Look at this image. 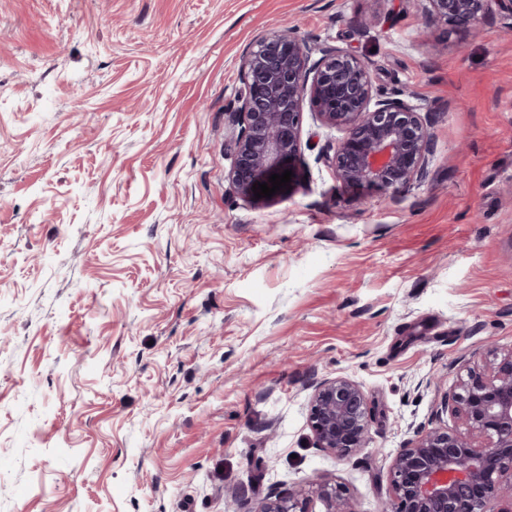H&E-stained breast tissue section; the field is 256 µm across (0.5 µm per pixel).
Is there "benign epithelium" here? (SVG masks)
Here are the masks:
<instances>
[{
	"mask_svg": "<svg viewBox=\"0 0 512 512\" xmlns=\"http://www.w3.org/2000/svg\"><path fill=\"white\" fill-rule=\"evenodd\" d=\"M424 23L472 27L512 0H419ZM238 126L228 180L253 199V184L292 169L301 149L303 108L343 133L326 155L336 180L362 192L395 195L425 177L432 123L422 108L375 89L368 62L338 46L310 45L284 29L251 50L242 66ZM461 417L468 432L417 428L389 470L385 512H512V350L487 375L473 372L445 392L436 410ZM371 414L361 386L345 376L314 386L309 426L314 445L349 456L370 442ZM314 494L325 512H355L329 483ZM257 512H307L297 494L267 497Z\"/></svg>",
	"mask_w": 512,
	"mask_h": 512,
	"instance_id": "1",
	"label": "benign epithelium"
}]
</instances>
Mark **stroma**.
<instances>
[{
	"label": "stroma",
	"mask_w": 512,
	"mask_h": 512,
	"mask_svg": "<svg viewBox=\"0 0 512 512\" xmlns=\"http://www.w3.org/2000/svg\"><path fill=\"white\" fill-rule=\"evenodd\" d=\"M290 28L427 109L426 177L230 185L244 55ZM512 349V15L419 0H0V512H256L331 483L383 512L445 392ZM346 376L367 448L314 445ZM234 488L238 497L227 496ZM426 25L444 22L451 27H472L498 6L512 14L511 0H419ZM370 422L366 396L356 381L336 376L315 384L309 426L316 448L342 457L367 448Z\"/></svg>",
	"instance_id": "35a3bbf8"
}]
</instances>
